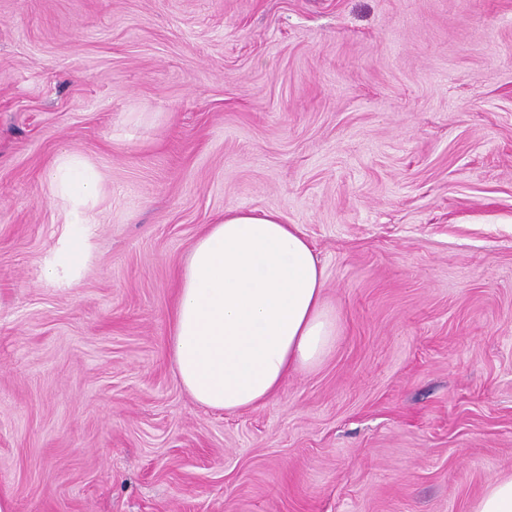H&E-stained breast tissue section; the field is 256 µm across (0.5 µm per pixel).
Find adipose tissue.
<instances>
[{
	"label": "adipose tissue",
	"mask_w": 512,
	"mask_h": 512,
	"mask_svg": "<svg viewBox=\"0 0 512 512\" xmlns=\"http://www.w3.org/2000/svg\"><path fill=\"white\" fill-rule=\"evenodd\" d=\"M47 183L65 202L64 230L44 267L53 281L59 268L83 261L102 184L66 151ZM323 288V269L294 225L273 211L225 209L195 241L181 273L169 338L179 384L208 409L235 413L263 403L333 345L336 317Z\"/></svg>",
	"instance_id": "obj_1"
}]
</instances>
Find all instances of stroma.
Returning a JSON list of instances; mask_svg holds the SVG:
<instances>
[{
  "label": "stroma",
  "mask_w": 512,
  "mask_h": 512,
  "mask_svg": "<svg viewBox=\"0 0 512 512\" xmlns=\"http://www.w3.org/2000/svg\"><path fill=\"white\" fill-rule=\"evenodd\" d=\"M63 150L104 185L70 286ZM228 207L298 228L337 325L233 414L168 350ZM510 474L512 0H0L10 512H471Z\"/></svg>",
  "instance_id": "obj_1"
}]
</instances>
